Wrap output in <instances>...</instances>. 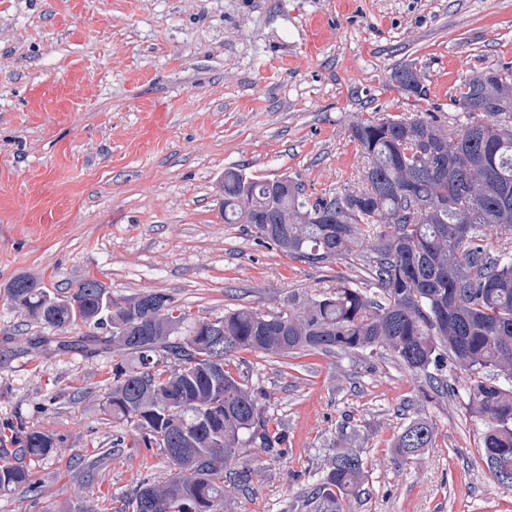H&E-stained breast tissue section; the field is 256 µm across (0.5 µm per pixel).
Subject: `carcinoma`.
<instances>
[{"mask_svg": "<svg viewBox=\"0 0 512 512\" xmlns=\"http://www.w3.org/2000/svg\"><path fill=\"white\" fill-rule=\"evenodd\" d=\"M394 78L426 95L411 68ZM487 99L503 105L489 111ZM451 105L483 119L454 139L429 112L356 123L352 138L367 161L361 187L328 200H310L292 176L259 180L225 170L224 223L248 224L260 241L315 264L370 253L362 275L339 274L329 291L293 293L275 312L244 307L215 316L219 337L210 318L162 291L118 302L95 278L67 295L30 274L9 283L10 301L37 326L62 334L93 329L72 340L38 335L30 344L112 354L107 415L134 424L144 446L161 449L172 467L163 480L140 481L112 512H217L226 485L251 490L252 468L231 467L245 445L281 452V434L232 371L234 352L288 357L382 348L424 373L446 350L466 373L468 405L488 423V467H512V389L480 376L494 367L512 381V124L496 119L512 114V66L465 79ZM7 426L18 447L0 448V492L37 495L29 462L54 453L56 439L20 417ZM434 434L425 418L409 424L395 442L397 455L417 457ZM363 474L358 454L336 453L312 491L314 512H343Z\"/></svg>", "mask_w": 512, "mask_h": 512, "instance_id": "1", "label": "carcinoma"}]
</instances>
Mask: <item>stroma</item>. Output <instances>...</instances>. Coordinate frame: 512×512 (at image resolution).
Listing matches in <instances>:
<instances>
[{
	"label": "stroma",
	"instance_id": "stroma-1",
	"mask_svg": "<svg viewBox=\"0 0 512 512\" xmlns=\"http://www.w3.org/2000/svg\"><path fill=\"white\" fill-rule=\"evenodd\" d=\"M504 65L512 0H0V436L21 417L58 439L34 465L42 493L0 494V512L77 499L112 512L168 472L104 413L111 355L31 348L39 329L8 299L13 277L52 290L94 278L118 300L159 290L196 316L334 288L362 257L291 259L225 223V169L290 175L314 198L354 188V124L431 112L459 135L462 81ZM406 66L426 97L393 80ZM234 361L284 442L278 456L245 448L253 488L228 490L220 512H310L340 446L365 462L350 512H512L452 364L414 373L381 349ZM419 418L434 439L402 462L394 444Z\"/></svg>",
	"mask_w": 512,
	"mask_h": 512
}]
</instances>
